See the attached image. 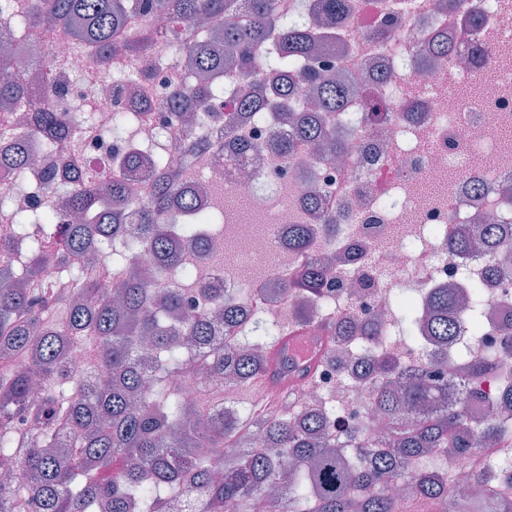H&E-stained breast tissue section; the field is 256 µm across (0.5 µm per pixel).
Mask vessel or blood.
<instances>
[{
  "instance_id": "obj_1",
  "label": "vessel or blood",
  "mask_w": 512,
  "mask_h": 512,
  "mask_svg": "<svg viewBox=\"0 0 512 512\" xmlns=\"http://www.w3.org/2000/svg\"><path fill=\"white\" fill-rule=\"evenodd\" d=\"M327 348V343H313L305 329L290 332L275 349L269 372L252 380V390L264 405L278 406L282 393L290 388V376L302 382L311 379Z\"/></svg>"
}]
</instances>
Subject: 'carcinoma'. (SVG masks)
I'll use <instances>...</instances> for the list:
<instances>
[{"label": "carcinoma", "instance_id": "cac0c4a2", "mask_svg": "<svg viewBox=\"0 0 512 512\" xmlns=\"http://www.w3.org/2000/svg\"><path fill=\"white\" fill-rule=\"evenodd\" d=\"M326 23L343 20L345 0H316ZM132 3L128 0H31L27 15L17 19L21 31L69 27L79 48L99 55L104 64L114 55L137 57L160 50L186 58L198 84L174 91L173 106L181 110L205 106L225 96L224 64L236 65L244 82L260 80L270 91L257 111L288 113L298 135L312 143L326 139L313 112H296L293 103L303 80L316 83L310 61L324 33L296 20L277 17L278 0H249L250 20L226 21L231 0H146L145 10L168 17L165 31H128ZM343 92L334 83L320 87L319 111L338 108ZM27 103L38 109V127L46 147L68 141L72 110L60 112L42 97H28L14 81H0V105ZM108 132L140 144L130 116L115 112ZM154 155L157 169L152 194L139 206L141 238L127 241L124 216L112 202L133 201L132 181L111 178L97 184L76 157H68L65 177L72 181L67 206L96 215L93 224H61L53 207L29 209L17 198L31 190L27 163L13 161L12 182L0 192V217L9 218L8 234L0 237V256L14 244L28 255L26 281L0 287V460L12 462L16 476L0 483V512H170L176 500L187 512H403V505L420 502L431 512H512V480H499L488 467L471 471L483 486L482 497L462 506L451 496V462L465 464L476 456L485 438L512 442V421L501 415L475 419L465 407L479 399L466 382L491 371L502 392L485 407L512 405V365L503 363V349L488 346L476 361L470 346L453 345L448 337L460 329L479 339L488 326L491 302L488 278L508 268L500 260L512 252V239L491 227L463 229L448 237V254L479 247L499 258L488 276L473 278L458 271L467 288L458 294L441 288L430 297L431 334L421 335L407 304L391 298L397 311L392 336L356 335L363 346L382 339L407 348L433 347L431 356L447 364V376L409 374L392 353L361 358L354 378L373 383V406L389 422L387 437L369 439L368 422L349 427L339 440L322 432L327 419L340 413L330 405L307 409L293 417L256 410L255 405L223 412L224 398L245 390L269 364L273 347L310 318L306 305L291 302L288 315L267 322L240 315L238 301L224 294L221 284L203 289L216 313L183 312L182 288H194L183 254L189 248L207 250L203 221L180 174L169 169L166 149L147 140L144 151L123 159L127 172L144 154ZM314 228L299 224L290 242L299 251L309 248ZM96 243L119 263L112 267L118 280L105 299V283L86 279L72 266L77 252ZM154 254L156 265L180 274L177 288H156L152 270L139 261L142 248ZM55 264L69 271L71 283L58 288L39 278L42 267ZM322 268L309 264L288 280L290 297L308 295L312 306L323 308ZM224 319L229 344L204 360L186 347L209 342L214 318ZM148 337L155 355L146 363L137 356L138 341ZM83 344L89 352L85 371L68 361V346ZM38 376L42 389L29 395ZM194 387L199 401L184 402ZM260 433L272 454L253 445ZM399 478L408 493L396 497L388 490Z\"/></svg>", "mask_w": 512, "mask_h": 512}]
</instances>
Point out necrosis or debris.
Listing matches in <instances>:
<instances>
[{"instance_id": "1", "label": "necrosis or debris", "mask_w": 512, "mask_h": 512, "mask_svg": "<svg viewBox=\"0 0 512 512\" xmlns=\"http://www.w3.org/2000/svg\"><path fill=\"white\" fill-rule=\"evenodd\" d=\"M488 0H347L345 22L335 30L334 48L319 55L314 67L324 77L357 83L345 98L343 111L324 114L336 155L296 143L281 155L283 141L294 130L283 116L254 121L250 111L225 101L195 111L185 124L166 102L174 89L190 88L194 77L178 60L155 52L142 57L136 74L110 68L99 74L100 61L74 49L75 37L58 29L50 45L19 34L11 20L0 17V45L11 44L20 57L19 77L42 89L44 73L56 60L57 92L65 101H84L95 109L92 127H72L71 141L81 143L78 157L103 178L122 175L117 161L122 141L107 131L112 113L132 114L150 125L174 169L194 173L193 187L224 189L226 208L240 207L263 219L262 229L231 218L228 236L239 243L225 252L224 264L191 254L190 266L199 289L183 292L189 312L204 307L201 288L223 284L251 316L286 307L284 284L303 261L329 262L328 289L322 309L308 326L320 336L326 322H374L387 330L395 315L390 296L405 294L415 307H425L438 288L459 284V268L484 276L493 262L481 251L446 254L449 232L465 226L499 224L512 229V136L498 128L512 124V69L500 66L498 53L512 45V0L488 9ZM448 43L450 58L431 57L434 43ZM495 72L498 88L476 93L449 108L453 86L481 83ZM6 130L0 134V187L10 181L4 156L22 145L30 161L34 193L41 205H57L58 196L44 187V175L62 169L66 155L46 152L32 130V114L24 107L0 112ZM218 141L231 137L244 150L209 151L187 160L176 150L186 137ZM454 171L450 195H427L420 184L434 174ZM317 193L320 206L308 196ZM312 225L316 234L308 258L288 245L294 221ZM243 268L261 270L258 282L243 279ZM497 303L490 308L492 327L484 344H500L501 330L512 326V272L490 285ZM350 375L323 368L315 382L299 387L305 406L340 398L339 417L329 419L332 433L366 418L372 389L350 385Z\"/></svg>"}]
</instances>
